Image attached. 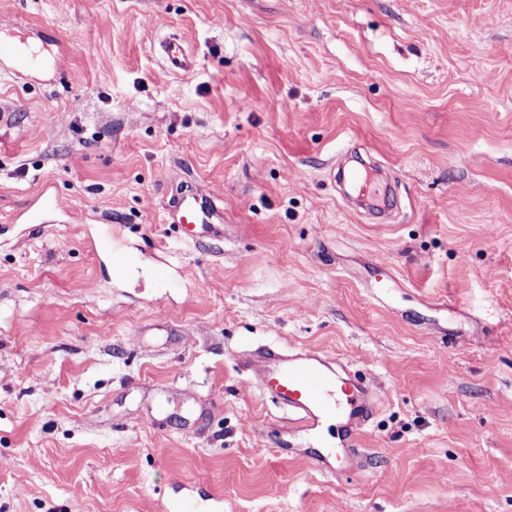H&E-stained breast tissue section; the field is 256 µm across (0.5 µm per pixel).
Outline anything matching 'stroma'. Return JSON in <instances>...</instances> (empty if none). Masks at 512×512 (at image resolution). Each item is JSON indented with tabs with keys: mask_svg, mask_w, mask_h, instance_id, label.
<instances>
[{
	"mask_svg": "<svg viewBox=\"0 0 512 512\" xmlns=\"http://www.w3.org/2000/svg\"><path fill=\"white\" fill-rule=\"evenodd\" d=\"M4 36L55 59H0V512H512V0H0ZM365 152L385 224L337 190ZM264 345L375 387L362 455L312 469L336 430ZM177 224L184 229L183 233L191 241H198L209 224L217 217L223 216V211L211 198H203L187 191L181 193L174 201ZM197 224L202 231H197Z\"/></svg>",
	"mask_w": 512,
	"mask_h": 512,
	"instance_id": "stroma-1",
	"label": "stroma"
}]
</instances>
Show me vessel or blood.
Wrapping results in <instances>:
<instances>
[{
  "label": "vessel or blood",
  "instance_id": "1",
  "mask_svg": "<svg viewBox=\"0 0 512 512\" xmlns=\"http://www.w3.org/2000/svg\"><path fill=\"white\" fill-rule=\"evenodd\" d=\"M178 224L185 236L198 241L202 228L222 216L214 200L196 193H181L174 201ZM246 366L261 396L287 405L299 429L316 435L331 422L341 423L348 438L365 428L375 405L376 392L352 378L340 377L335 359L303 347L288 351L263 348L249 353Z\"/></svg>",
  "mask_w": 512,
  "mask_h": 512
}]
</instances>
